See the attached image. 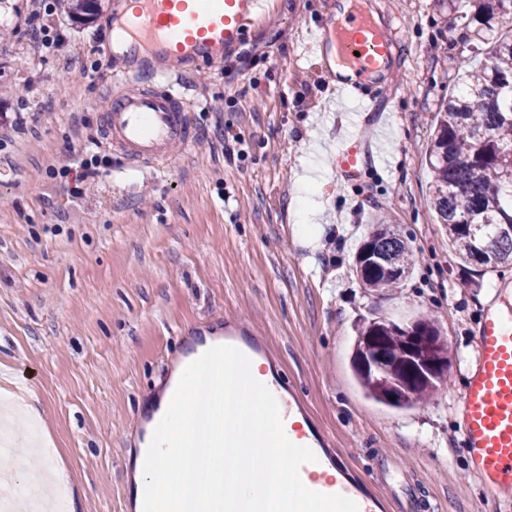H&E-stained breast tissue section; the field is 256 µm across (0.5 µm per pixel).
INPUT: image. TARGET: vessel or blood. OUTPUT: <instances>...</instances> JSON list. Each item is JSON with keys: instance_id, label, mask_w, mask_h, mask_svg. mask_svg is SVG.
I'll return each mask as SVG.
<instances>
[{"instance_id": "obj_1", "label": "vessel or blood", "mask_w": 512, "mask_h": 512, "mask_svg": "<svg viewBox=\"0 0 512 512\" xmlns=\"http://www.w3.org/2000/svg\"><path fill=\"white\" fill-rule=\"evenodd\" d=\"M268 0H122L121 25L129 54L145 51L163 60L148 75L133 71L115 79L105 112V139L128 162L166 165L174 146L193 144L196 129L190 104L173 81L169 65L190 60L211 62L239 45L249 25L265 12ZM333 43L350 69L336 78L333 90L349 98L361 93L365 79L381 77L399 46L396 35L381 31L368 11L356 9L313 29V52ZM369 143L354 141L336 156V167L349 179L374 162ZM478 359L460 397L461 447L484 490L512 498V289L500 288L488 302L476 331ZM224 351L242 364L259 365L254 386L271 405L280 445L294 449V480L304 485L316 512H383L382 498L349 478L336 449L321 433L305 427L308 412L300 393L270 372L267 348L224 325ZM201 362L191 352L186 376L172 388L167 405L175 408L193 396L190 370Z\"/></svg>"}]
</instances>
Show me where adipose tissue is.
<instances>
[{
	"label": "adipose tissue",
	"instance_id": "ef3b65f1",
	"mask_svg": "<svg viewBox=\"0 0 512 512\" xmlns=\"http://www.w3.org/2000/svg\"><path fill=\"white\" fill-rule=\"evenodd\" d=\"M198 390L167 426H149L153 467L133 459L129 480L134 512H198L212 483L223 489L226 512H281L301 488L289 478L292 457L276 444L269 406L252 385L248 368L231 358L203 366ZM191 434L192 460H174L173 438Z\"/></svg>",
	"mask_w": 512,
	"mask_h": 512
}]
</instances>
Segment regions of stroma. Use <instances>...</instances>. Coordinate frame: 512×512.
Wrapping results in <instances>:
<instances>
[{
  "instance_id": "1",
  "label": "stroma",
  "mask_w": 512,
  "mask_h": 512,
  "mask_svg": "<svg viewBox=\"0 0 512 512\" xmlns=\"http://www.w3.org/2000/svg\"><path fill=\"white\" fill-rule=\"evenodd\" d=\"M66 3L52 0L63 46L40 51L21 34L39 0H0V391L33 405L57 448L29 467L16 426L0 446V496L41 504L64 486L75 512H131L145 404L192 334L229 318L270 348L349 475L388 512H512L469 475L457 417L476 328L512 266L472 277L429 202L436 114L464 68L489 56L460 20L472 0H368L402 44L387 80L366 83L385 110L364 126L346 124L322 58L303 48L334 0H272L221 62L180 69L197 136L161 169L130 167L103 137L110 74L133 65L106 52L117 0L82 19ZM356 136L387 163L346 180L334 160ZM94 155L95 176L80 181ZM308 176L322 209L312 237L295 215ZM382 219L416 258L390 292L352 271ZM418 316L437 325L448 371L413 408L379 404L352 368L358 328Z\"/></svg>"
}]
</instances>
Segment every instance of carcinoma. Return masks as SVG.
I'll return each instance as SVG.
<instances>
[{"instance_id":"obj_1","label":"carcinoma","mask_w":512,"mask_h":512,"mask_svg":"<svg viewBox=\"0 0 512 512\" xmlns=\"http://www.w3.org/2000/svg\"><path fill=\"white\" fill-rule=\"evenodd\" d=\"M478 37L493 41L486 64L470 74L467 86L448 93L437 116L429 151L431 204L464 266L495 271L512 264V0H483L460 16ZM412 255L404 238L382 220L360 247L355 270L367 288H396L409 274ZM427 337L422 380L408 363V336ZM448 350L436 324L421 317L411 324L370 320L359 332L355 372L369 397L394 408L423 400L444 378ZM380 363L384 371L374 369ZM395 400H390V397Z\"/></svg>"}]
</instances>
